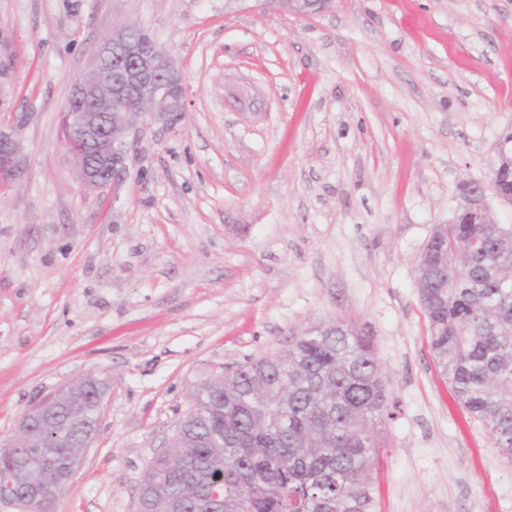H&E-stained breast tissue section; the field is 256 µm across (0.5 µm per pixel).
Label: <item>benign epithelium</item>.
<instances>
[{"mask_svg":"<svg viewBox=\"0 0 512 512\" xmlns=\"http://www.w3.org/2000/svg\"><path fill=\"white\" fill-rule=\"evenodd\" d=\"M331 0H263L264 8L276 13L307 16L325 9ZM150 38L142 36L129 41V28L122 27L105 37L90 66L73 78L75 96L66 104L63 124L69 135L67 151L73 156L81 185L86 189L101 188L118 180L127 169L130 138L139 118L146 115L168 121L175 112L184 111V99L172 98L161 83L180 77L171 57L164 51H144ZM115 48L131 62L124 79L112 76V66L105 61L106 51ZM126 98L147 99L146 107L134 112L123 105ZM19 151L12 135L0 130V173L9 170ZM503 203L512 205V192L502 191L493 178L467 181L459 186L458 205L451 223L457 224L466 215L476 212L479 223L492 224L494 219L487 200L488 191ZM448 253L429 248L421 253L415 267L417 288L424 280L441 281L448 276ZM70 388L63 387L47 400L36 405L20 421L9 441L0 446L13 452L29 436L30 418L47 415L49 404L63 402ZM46 486L30 481L19 482L14 475L0 478V505L20 508L23 512H47Z\"/></svg>","mask_w":512,"mask_h":512,"instance_id":"obj_1","label":"benign epithelium"}]
</instances>
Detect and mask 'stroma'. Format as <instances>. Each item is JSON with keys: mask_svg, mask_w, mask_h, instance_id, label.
I'll return each mask as SVG.
<instances>
[{"mask_svg": "<svg viewBox=\"0 0 512 512\" xmlns=\"http://www.w3.org/2000/svg\"><path fill=\"white\" fill-rule=\"evenodd\" d=\"M139 27L184 112L82 187L62 137L73 76ZM0 441L41 398L110 383L55 512H135L195 385L346 319L388 390L373 512H512V459L439 373L415 283L462 181L512 129V0H0ZM265 9L276 13L307 16L325 9L331 0H263Z\"/></svg>", "mask_w": 512, "mask_h": 512, "instance_id": "obj_1", "label": "stroma"}]
</instances>
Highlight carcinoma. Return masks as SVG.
<instances>
[{
	"label": "carcinoma",
	"mask_w": 512,
	"mask_h": 512,
	"mask_svg": "<svg viewBox=\"0 0 512 512\" xmlns=\"http://www.w3.org/2000/svg\"><path fill=\"white\" fill-rule=\"evenodd\" d=\"M478 240L482 250L471 246ZM448 284L423 288L430 349L460 403L512 458V224H448L434 243ZM18 454L62 494L60 470L84 445L69 420L95 425L86 379ZM179 447L149 462L146 512H372L388 394L371 340L338 320L288 348L215 373L194 390Z\"/></svg>",
	"instance_id": "obj_1"
}]
</instances>
